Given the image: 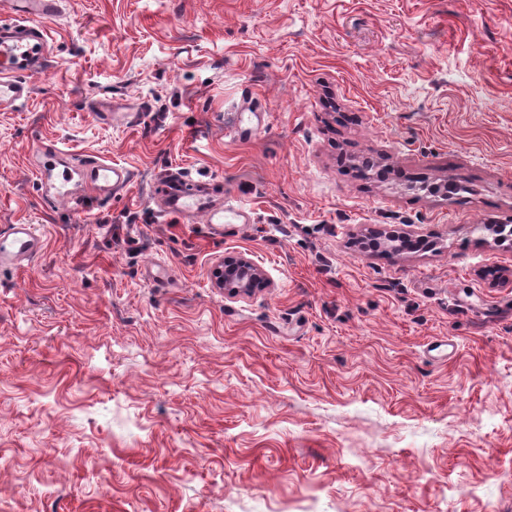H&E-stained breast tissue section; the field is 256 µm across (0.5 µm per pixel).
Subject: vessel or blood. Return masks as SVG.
<instances>
[{
	"mask_svg": "<svg viewBox=\"0 0 512 512\" xmlns=\"http://www.w3.org/2000/svg\"><path fill=\"white\" fill-rule=\"evenodd\" d=\"M12 12L10 19L0 22V109L17 107L30 95L27 74L36 72L47 51L45 20L58 10V0H8ZM43 159L35 174L40 186L54 187L58 196H68L69 191L62 185H54L52 167L63 151L49 145L40 148ZM87 168L91 177L92 194L109 193L125 189L130 183L127 169L96 159L88 160ZM166 199V210L186 215L190 205L186 193L179 185L165 183L159 187ZM43 246L42 237L31 224H13L0 232V265L19 264L36 254Z\"/></svg>",
	"mask_w": 512,
	"mask_h": 512,
	"instance_id": "b4317fda",
	"label": "vessel or blood"
}]
</instances>
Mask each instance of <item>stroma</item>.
Returning a JSON list of instances; mask_svg holds the SVG:
<instances>
[{"label":"stroma","mask_w":512,"mask_h":512,"mask_svg":"<svg viewBox=\"0 0 512 512\" xmlns=\"http://www.w3.org/2000/svg\"><path fill=\"white\" fill-rule=\"evenodd\" d=\"M0 110V512H512V0H60ZM129 168L50 203L41 145ZM241 213L165 212L166 177ZM245 257L265 287L228 299ZM42 237L34 224H11L0 233V267L20 264L42 249ZM213 275L217 287L224 288V296L229 299L249 296L264 279L260 268L248 258L224 261Z\"/></svg>","instance_id":"1"}]
</instances>
